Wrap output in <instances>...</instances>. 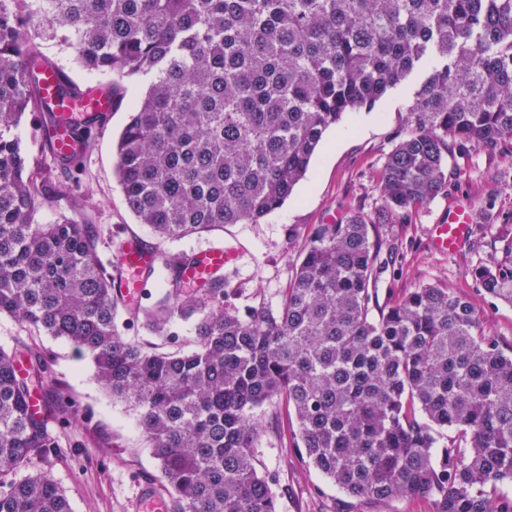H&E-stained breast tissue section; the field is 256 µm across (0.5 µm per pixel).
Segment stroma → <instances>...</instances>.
Listing matches in <instances>:
<instances>
[{
  "mask_svg": "<svg viewBox=\"0 0 512 512\" xmlns=\"http://www.w3.org/2000/svg\"><path fill=\"white\" fill-rule=\"evenodd\" d=\"M421 80L420 73H413L372 108L347 114L330 129L306 177L281 209L256 224H230L180 240L158 238L139 223L117 182L113 146L128 119L130 103L146 89L143 82L124 81L119 105L97 129L83 158L77 188L82 203L38 189L40 206L33 221L48 224L65 217L96 228L98 251L106 262L113 260L120 242L132 237L155 251L237 249L240 257L227 269L231 289L225 307L242 316L262 304L277 308L315 225L352 215L371 216L381 207L380 173ZM463 202L484 210L485 216L472 224L462 248L440 252L431 243L433 226L449 208ZM506 224L512 225V139L490 150L469 147L454 153L448 160L447 191L427 207L387 215L378 225L383 245L395 248L391 271L378 285L380 299L429 286L448 289L471 303L503 347H511L512 305L485 295L474 276L477 267L500 256ZM0 347L42 352L50 379L44 394L47 405H54L60 394L71 399L69 414L52 426L55 454L33 468L51 476L72 512H128L139 486L158 485L159 464L135 415L97 384L91 361L69 341L1 315ZM254 417L256 465L274 480L278 512H340L342 493L292 448L283 408L271 402L257 408Z\"/></svg>",
  "mask_w": 512,
  "mask_h": 512,
  "instance_id": "stroma-1",
  "label": "stroma"
}]
</instances>
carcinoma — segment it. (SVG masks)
Masks as SVG:
<instances>
[{
  "instance_id": "obj_1",
  "label": "carcinoma",
  "mask_w": 512,
  "mask_h": 512,
  "mask_svg": "<svg viewBox=\"0 0 512 512\" xmlns=\"http://www.w3.org/2000/svg\"><path fill=\"white\" fill-rule=\"evenodd\" d=\"M48 32L112 95L140 79L115 142L128 209L166 239L258 223L291 198L328 129L372 107L423 64L430 69L387 155L373 217L318 224L278 309L224 310V272L193 289L188 253H157L162 298L128 304L86 224H33L35 188L71 191L80 156L30 164L16 134L41 111L37 51L16 9L0 7V315L69 340L97 382L138 419L159 461L171 512H277L254 459L253 412L271 401L293 418V447L348 498L429 499L434 512H512V349L465 300L426 287L378 301L388 271L370 229L389 212L448 189L451 145L512 138V0H33ZM106 122L70 127L85 142ZM503 257L475 271L512 305V228ZM127 311L164 341L192 322L188 351L130 340ZM0 348V512H71L44 472L55 452L29 411L47 386ZM455 433L438 446L439 431Z\"/></svg>"
}]
</instances>
